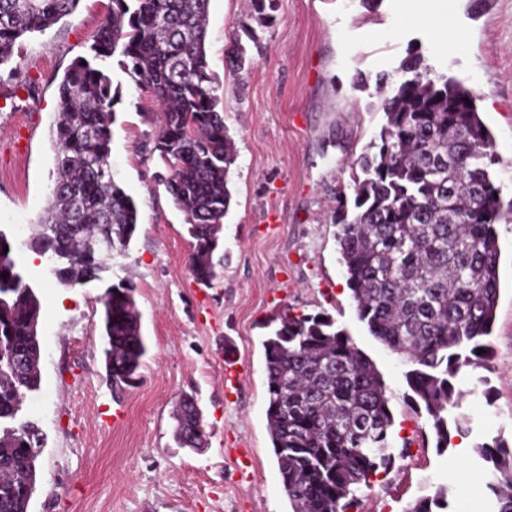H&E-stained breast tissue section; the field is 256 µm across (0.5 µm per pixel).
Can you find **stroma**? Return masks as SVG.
Instances as JSON below:
<instances>
[{"instance_id":"35a3bbf8","label":"stroma","mask_w":512,"mask_h":512,"mask_svg":"<svg viewBox=\"0 0 512 512\" xmlns=\"http://www.w3.org/2000/svg\"><path fill=\"white\" fill-rule=\"evenodd\" d=\"M448 29L418 18L416 0H277L248 69L226 55L248 18L242 0H210L206 55L236 156L223 220L224 269L212 287L192 277L186 217L159 181L158 157L140 154L159 107L118 60L110 162L138 208L136 231L99 280L67 288L45 258L21 247L54 181L57 86L87 49L111 0L78 10L19 42L14 78L0 82V229L41 302V389L25 403L45 448L28 512H292L267 427L262 342L284 311L330 316L376 366L392 393L396 455L350 512H406L451 487L445 512H495L487 465L473 451L512 444V222L498 225L499 300L487 374L490 398H467L471 434L437 447L425 411H413L402 364L356 314L339 262L335 199L351 195L349 164L383 123L373 83L400 81L407 57L462 82L500 158L493 168L512 200V0H447ZM454 37L445 45V37ZM135 288L148 348L140 381L113 393L103 366L101 299ZM233 354L239 381L224 385ZM194 395L208 446L180 447L173 412ZM410 450H403L404 438Z\"/></svg>"}]
</instances>
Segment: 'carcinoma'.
I'll return each instance as SVG.
<instances>
[{
	"instance_id": "carcinoma-1",
	"label": "carcinoma",
	"mask_w": 512,
	"mask_h": 512,
	"mask_svg": "<svg viewBox=\"0 0 512 512\" xmlns=\"http://www.w3.org/2000/svg\"><path fill=\"white\" fill-rule=\"evenodd\" d=\"M81 0H0V67L17 42L72 15ZM276 0H249L250 18L234 37L230 66L252 58ZM210 0H112L86 57L72 61L58 85L53 126L57 177L52 197L25 247L50 264L66 287L101 278L137 226L133 199L115 182L110 163L115 104L106 65L121 57L137 86L149 91L161 114L145 151L158 154L161 180L184 213L191 238L189 270L205 285L217 278L230 194L226 175L235 145L216 109L206 58ZM412 76L385 91L378 140L353 163V206L339 198L335 224L339 260L357 316L372 336L409 366L412 399L428 415L436 447L469 435L460 412L489 369L491 334L499 299L500 245L496 225L512 221L503 209L491 166L498 163L477 96L462 83L436 76L417 62ZM0 231V512H25V470L45 438L23 419L29 394L41 386L31 322L41 303ZM120 283L102 300L107 380L115 390L139 380L147 353L134 298ZM268 429L292 512H347L355 493L392 460L391 391L374 364L324 316L284 312L280 327L262 341ZM193 395L180 398L175 436L180 446L207 440ZM474 451L489 464L487 489L497 512H512V447L501 439ZM446 486L408 512H436Z\"/></svg>"
}]
</instances>
